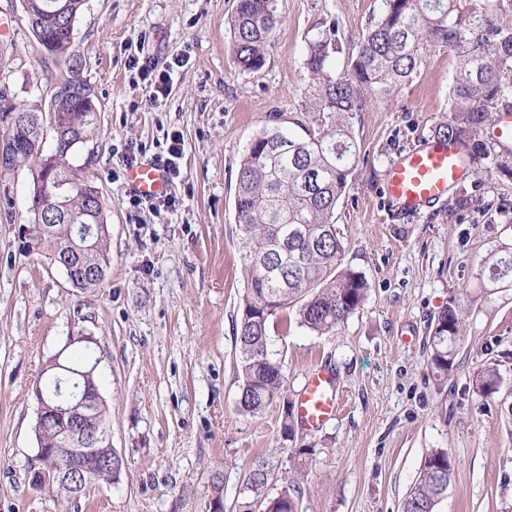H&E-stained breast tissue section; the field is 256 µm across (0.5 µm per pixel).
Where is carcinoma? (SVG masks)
<instances>
[{
	"mask_svg": "<svg viewBox=\"0 0 512 512\" xmlns=\"http://www.w3.org/2000/svg\"><path fill=\"white\" fill-rule=\"evenodd\" d=\"M84 0H22L42 17L31 28L50 55L67 64L65 84L86 85L71 52L74 28ZM280 22L278 0H237L228 24L239 68L257 72L266 65L264 47ZM306 42L305 66L317 86L313 111L327 113L329 124L319 132L296 136L279 128L264 130L246 147L237 172L234 206L242 232L241 267L246 288L236 329L239 409L262 413L281 396L283 375L269 353L270 323L293 312L312 333L335 331L363 305L369 286L357 272L341 266L343 237L336 229V208L354 170L357 144L350 115L368 107L373 95H388L410 82L432 47H446L456 66L448 89V123L436 137L461 149L471 164L491 156L485 129L499 111L512 109V0H383V10L355 50L348 54L349 73L338 74L333 59L344 52L336 20L315 25ZM79 100L57 103L47 113L54 131L85 140L94 121ZM56 163L49 179L61 181L62 212L52 233L29 240L31 249L54 248L69 237L75 224H105L103 206L73 186L78 176L69 168L71 151L55 146ZM480 276L495 285L512 277V255L491 254L478 263ZM462 304L451 297L431 333L434 369L448 373L462 337ZM496 368L473 377L484 395L497 392ZM271 457L256 459L246 475L244 493L265 512H297L296 483L269 491L266 471ZM448 451L426 454L419 476L402 502L401 512H434L451 481Z\"/></svg>",
	"mask_w": 512,
	"mask_h": 512,
	"instance_id": "obj_1",
	"label": "carcinoma"
}]
</instances>
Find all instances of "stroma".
Masks as SVG:
<instances>
[{"instance_id": "obj_1", "label": "stroma", "mask_w": 512, "mask_h": 512, "mask_svg": "<svg viewBox=\"0 0 512 512\" xmlns=\"http://www.w3.org/2000/svg\"><path fill=\"white\" fill-rule=\"evenodd\" d=\"M236 0H85L74 30L80 76L94 87L96 130L68 158L98 187L111 226L102 284L73 288L44 251L27 247L31 166H0V512H208L214 473L224 477V512H251L243 482L252 462L275 454L271 491L301 487L298 512H401L426 452L453 464L435 512H512V284L485 285L480 258L512 252V157L507 169H476L433 208L393 216L382 188L405 149L447 123L455 62L434 48L412 82L373 96L351 122L358 163L336 208L343 266L369 284L364 306L318 335L276 318L271 348L284 398L262 415L240 412L235 326L245 278L234 210L241 156L261 131L322 128L310 111L306 40L335 18L355 48L382 0H280L282 18L267 63L241 71L228 20ZM0 91L16 108L46 110L64 65L34 39L20 0H0ZM333 61L347 70V57ZM178 68L161 106L149 101L140 63ZM179 171L165 196L145 202L125 174L146 156ZM468 193L460 207L457 196ZM466 295L464 339L453 368L431 366V327L450 296ZM95 336L100 390L112 445L124 465L112 482L76 497L33 488L37 403L47 360L73 354L72 338ZM336 375L341 411L321 428L281 434L282 403L296 401L308 371ZM498 369L499 390L472 379ZM309 458L303 475L293 465Z\"/></svg>"}]
</instances>
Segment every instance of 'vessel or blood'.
<instances>
[{"instance_id":"b4317fda","label":"vessel or blood","mask_w":512,"mask_h":512,"mask_svg":"<svg viewBox=\"0 0 512 512\" xmlns=\"http://www.w3.org/2000/svg\"><path fill=\"white\" fill-rule=\"evenodd\" d=\"M467 176L457 147L433 139L405 151L393 162L383 186V197L395 211H420L444 200L450 190ZM125 184L143 200L155 199L169 189L165 165L143 160L128 169ZM340 410L337 382L333 372L315 368L306 379L297 402L301 422L317 429Z\"/></svg>"}]
</instances>
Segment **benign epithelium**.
Instances as JSON below:
<instances>
[{
  "label": "benign epithelium",
  "mask_w": 512,
  "mask_h": 512,
  "mask_svg": "<svg viewBox=\"0 0 512 512\" xmlns=\"http://www.w3.org/2000/svg\"><path fill=\"white\" fill-rule=\"evenodd\" d=\"M28 152L35 156L32 169L34 177L46 172V166L54 154L44 153L39 139L29 137ZM35 199L40 201L36 211L39 223L23 228V233L46 235L50 227L40 220L53 217L57 209V192L49 183L36 182ZM72 238L57 244L54 260L65 268L68 280L76 288L90 287L105 278V270L93 254L97 250V240L110 236L108 224H77ZM83 389L72 395H62L54 404L44 400L45 384L37 381L33 394L38 400L37 420H47L53 425L59 447L45 448L38 445L40 468L35 470L31 484L39 488L55 485L69 496L80 494L83 486L95 481L110 482L115 479L112 472V458L117 451L112 448V435L103 419L104 400L94 384L92 374L85 375Z\"/></svg>",
  "instance_id": "obj_1"
}]
</instances>
